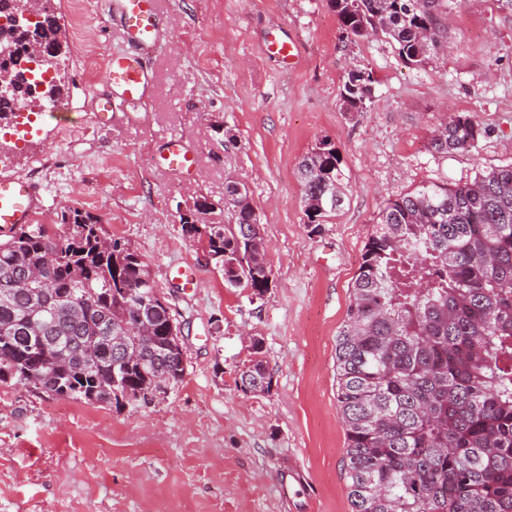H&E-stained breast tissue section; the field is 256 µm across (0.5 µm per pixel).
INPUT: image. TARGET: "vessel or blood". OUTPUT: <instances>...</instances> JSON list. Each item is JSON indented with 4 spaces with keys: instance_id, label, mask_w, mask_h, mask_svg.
<instances>
[{
    "instance_id": "1",
    "label": "vessel or blood",
    "mask_w": 512,
    "mask_h": 512,
    "mask_svg": "<svg viewBox=\"0 0 512 512\" xmlns=\"http://www.w3.org/2000/svg\"><path fill=\"white\" fill-rule=\"evenodd\" d=\"M114 6L131 49L112 54L107 60L104 81L109 92L96 100V110L103 116L112 114L114 102L137 103L146 98L153 78L144 56L160 43L157 0H114ZM157 162L180 178L193 175L197 167L196 157L176 138L164 144ZM43 210L42 197L31 181L0 175L1 231L39 223Z\"/></svg>"
}]
</instances>
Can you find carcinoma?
<instances>
[{"instance_id": "carcinoma-1", "label": "carcinoma", "mask_w": 512, "mask_h": 512, "mask_svg": "<svg viewBox=\"0 0 512 512\" xmlns=\"http://www.w3.org/2000/svg\"><path fill=\"white\" fill-rule=\"evenodd\" d=\"M28 0H0V129L17 125L16 105L47 107L65 97L53 76L32 95L24 63L41 49L63 51L53 7L17 25ZM353 37L383 34L401 60L424 67L447 30L448 0H331ZM369 70L352 71L341 96L364 112ZM484 136L452 114L432 138L441 153L468 152ZM306 216L322 230L340 211L344 174L336 147L322 141L298 166ZM193 202L182 230L207 235L229 288L262 297L271 268L248 193L228 184L229 224L198 225ZM61 232L27 224L0 240V383L33 384L59 398L110 405L150 403L183 378L173 314L159 302L136 250L102 232L77 208L60 212ZM146 324L152 337L123 334ZM336 382L345 429L342 467L352 512H512V165L464 184H423L391 199L364 247L347 316L336 337ZM244 387L269 391L263 344L241 372Z\"/></svg>"}]
</instances>
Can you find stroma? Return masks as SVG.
Here are the masks:
<instances>
[{
    "label": "stroma",
    "mask_w": 512,
    "mask_h": 512,
    "mask_svg": "<svg viewBox=\"0 0 512 512\" xmlns=\"http://www.w3.org/2000/svg\"><path fill=\"white\" fill-rule=\"evenodd\" d=\"M66 42L61 73L85 127L38 121L25 141L0 132V170L29 177L45 210L97 215L128 242L171 305L186 371L150 404L103 405L0 383V512H351L342 474L336 334L364 246L385 203L429 183H465L512 164V9L450 0L445 49L406 65L387 38L350 40L330 0H162L163 45L149 53L156 91L111 119L91 106L107 55L124 43L110 0H54ZM297 46L293 67L265 51L276 34ZM371 70V105L346 112L349 72ZM484 131L467 153L441 154L434 130L450 113ZM183 138L199 164L176 178L154 157ZM340 155L346 198L311 232L298 176L321 140ZM246 184L268 240L263 298L228 288L181 227L224 224L228 182ZM179 267L196 289L172 279ZM264 346L271 390L243 389L250 337ZM304 481L282 497L291 471Z\"/></svg>",
    "instance_id": "stroma-1"
}]
</instances>
